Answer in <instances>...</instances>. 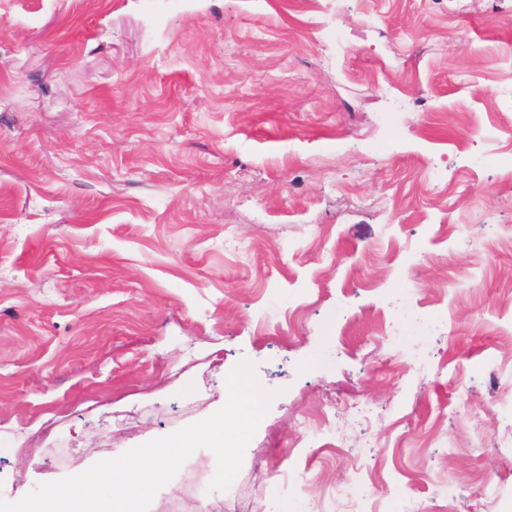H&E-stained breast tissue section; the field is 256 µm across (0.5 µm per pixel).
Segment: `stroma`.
Returning a JSON list of instances; mask_svg holds the SVG:
<instances>
[{"label": "stroma", "instance_id": "35a3bbf8", "mask_svg": "<svg viewBox=\"0 0 512 512\" xmlns=\"http://www.w3.org/2000/svg\"><path fill=\"white\" fill-rule=\"evenodd\" d=\"M511 153L512 0H0V499L207 418L244 359L277 396L224 512H297L282 459L318 512L512 497V371L479 368Z\"/></svg>", "mask_w": 512, "mask_h": 512}]
</instances>
